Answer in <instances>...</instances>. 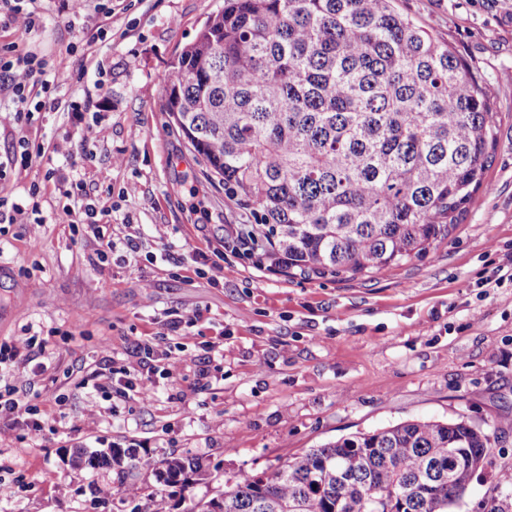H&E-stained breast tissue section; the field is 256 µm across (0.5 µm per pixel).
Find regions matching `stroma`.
Masks as SVG:
<instances>
[{"mask_svg": "<svg viewBox=\"0 0 512 512\" xmlns=\"http://www.w3.org/2000/svg\"><path fill=\"white\" fill-rule=\"evenodd\" d=\"M224 0H112L111 17L74 39L46 0L26 36L49 68L82 71L62 90L75 110L45 109L30 139L46 144L90 129L93 158L74 143L64 174L81 179L112 210L117 247L94 264L97 244L71 230L66 203L47 187L40 217L0 226V343L29 330L46 345L44 407L51 432L39 440L0 427V512H188L239 471L272 473L307 448L409 419L458 417L494 432L512 417V0H398L499 89L497 143L479 191L452 234L424 258L372 277L304 279L269 270L235 248L247 212L210 181L194 153L168 131L169 64ZM110 29L96 40L97 27ZM105 60L106 75L96 64ZM122 155V164L112 162ZM135 194L124 195L128 184ZM133 237L139 248L123 243ZM224 255L222 268L196 276L194 255ZM188 342H181V334ZM223 339L205 361L202 345ZM184 346L177 380L160 379L154 401L119 389L79 385L97 367L134 359L140 342ZM100 408L85 429L69 422L89 399ZM493 447L452 512H489L512 503L496 476L512 469V431ZM136 448L153 463L199 460L206 479L161 488L140 474L138 498H124L113 470L72 465L74 449Z\"/></svg>", "mask_w": 512, "mask_h": 512, "instance_id": "obj_1", "label": "stroma"}]
</instances>
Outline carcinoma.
Wrapping results in <instances>:
<instances>
[{"label": "carcinoma", "instance_id": "1", "mask_svg": "<svg viewBox=\"0 0 512 512\" xmlns=\"http://www.w3.org/2000/svg\"><path fill=\"white\" fill-rule=\"evenodd\" d=\"M396 0H224L173 62L169 127L224 194L271 270L355 279L427 256L461 223L496 143L497 92ZM491 448L464 420H410L239 472L190 512H450ZM74 463L111 468L114 444ZM157 484L203 477L194 459L152 468Z\"/></svg>", "mask_w": 512, "mask_h": 512}]
</instances>
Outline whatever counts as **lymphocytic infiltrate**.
Returning <instances> with one entry per match:
<instances>
[{"label":"lymphocytic infiltrate","mask_w":512,"mask_h":512,"mask_svg":"<svg viewBox=\"0 0 512 512\" xmlns=\"http://www.w3.org/2000/svg\"><path fill=\"white\" fill-rule=\"evenodd\" d=\"M37 19L36 0H0V26L13 29L16 35L13 42L0 45V92L7 93L12 102L6 118L13 126L17 144L13 155L7 161H0V179H5L8 169L16 166H44L42 183H54L66 198L64 213L69 223L92 234L100 246L97 258L103 262L117 246L112 236L111 210L98 207L81 180L63 179L56 168L45 166L44 148L32 143L27 135L35 114L45 107V97L70 85L76 78L71 71L48 70L43 59L24 50L23 37L35 27ZM43 349V344L32 336L18 337L11 346L0 345V365L7 370L6 377L0 380V420L23 425L33 437L44 429L38 405L42 393L36 388L47 370L46 365L36 359ZM138 351L140 360L117 370L97 371L96 376L100 387L119 385L123 391L132 392L137 402L147 404L155 396L156 382L145 359L154 354L155 347L147 342L141 344Z\"/></svg>","instance_id":"obj_1"}]
</instances>
